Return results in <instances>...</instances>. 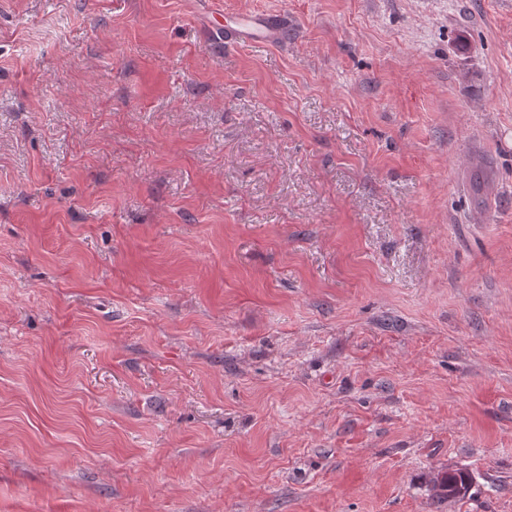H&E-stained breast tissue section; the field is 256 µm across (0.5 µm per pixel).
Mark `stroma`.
I'll return each mask as SVG.
<instances>
[{"instance_id":"stroma-1","label":"stroma","mask_w":512,"mask_h":512,"mask_svg":"<svg viewBox=\"0 0 512 512\" xmlns=\"http://www.w3.org/2000/svg\"><path fill=\"white\" fill-rule=\"evenodd\" d=\"M0 512H512V0H0ZM215 31L224 32V43H275L283 38L280 20L272 15L257 13L219 14Z\"/></svg>"}]
</instances>
